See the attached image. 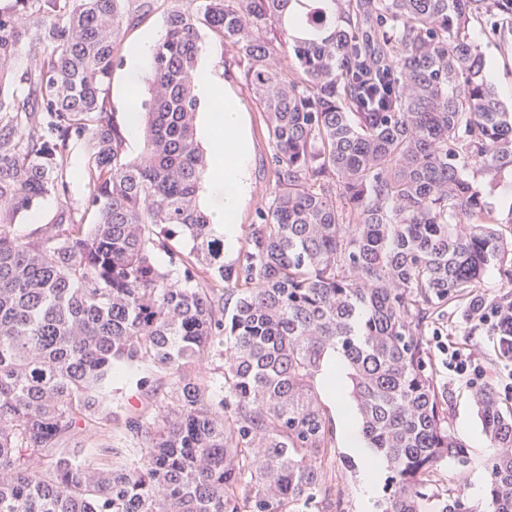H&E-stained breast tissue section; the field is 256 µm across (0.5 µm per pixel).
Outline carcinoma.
Returning a JSON list of instances; mask_svg holds the SVG:
<instances>
[{"label":"carcinoma","instance_id":"carcinoma-1","mask_svg":"<svg viewBox=\"0 0 512 512\" xmlns=\"http://www.w3.org/2000/svg\"><path fill=\"white\" fill-rule=\"evenodd\" d=\"M157 2L0 4V512H343L314 385L336 354L387 463L378 512H468L431 480L465 453L427 326L491 267L512 288V204L503 220L488 202L512 169V107L470 32L511 52L512 0H174L130 159L101 90ZM206 30L236 46L272 145L274 190L232 265L200 204ZM76 136L82 211L15 235L68 198ZM142 364L174 383L152 421H124L137 459L78 462L68 444L118 421L112 383ZM474 403L490 512H512V415L488 388ZM88 153L87 138L85 136L75 138L68 155V165L72 173L69 206L76 207L88 194V188L81 178ZM63 205L65 203L52 198L44 201L36 210L17 217L14 232L19 236H27L37 227L54 224Z\"/></svg>","mask_w":512,"mask_h":512}]
</instances>
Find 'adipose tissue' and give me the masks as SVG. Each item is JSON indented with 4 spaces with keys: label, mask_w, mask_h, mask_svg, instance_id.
Returning <instances> with one entry per match:
<instances>
[{
    "label": "adipose tissue",
    "mask_w": 512,
    "mask_h": 512,
    "mask_svg": "<svg viewBox=\"0 0 512 512\" xmlns=\"http://www.w3.org/2000/svg\"><path fill=\"white\" fill-rule=\"evenodd\" d=\"M222 70L213 60L200 66L198 92L208 110L204 117L205 133L213 156L223 157L222 165L213 167L212 185L221 198L213 212V221L224 234L225 248H234L240 235L238 215L250 192V144L242 123L238 103L232 98L221 76ZM345 442L362 461L359 479L361 504L373 501L380 485L384 465L373 460L363 448L357 428L347 410L338 413Z\"/></svg>",
    "instance_id": "1"
}]
</instances>
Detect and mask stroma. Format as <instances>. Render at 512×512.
<instances>
[{
  "label": "stroma",
  "instance_id": "1",
  "mask_svg": "<svg viewBox=\"0 0 512 512\" xmlns=\"http://www.w3.org/2000/svg\"><path fill=\"white\" fill-rule=\"evenodd\" d=\"M171 6V0H159L158 7L153 13L126 32L115 53L112 78L105 86L103 96L119 124L127 122L129 97L134 96L141 100L147 97L146 83L134 84L128 77L129 52L147 33L162 31L165 16ZM472 33L483 54L489 81L493 84L499 99L511 105L512 55L504 53L481 28H473ZM206 42L208 52L216 54L218 64L223 70L222 77L226 87L243 113L251 143L250 196L239 213V222L245 227L252 223L258 208L268 202L272 188L273 177L269 163L271 145L266 134L265 116L244 80L236 47L231 42L221 41L212 35L207 36ZM431 359L437 384L444 392L448 408V429L462 442L467 455L464 464L448 461L438 468L434 475L436 485L449 496L463 498L468 512H488L487 491L483 488L475 489L474 479L476 476L485 475L486 460L492 450L472 403L473 388L465 382L449 378L439 352H432ZM140 375L150 380L147 390L140 391L136 388V378ZM137 376L115 380L112 409L117 416L150 411L172 387L171 379L145 365L139 368ZM78 440L86 449L82 457L83 463L99 467L111 464L116 452H128L133 446L132 441L113 424L102 426L91 437L79 435ZM331 456L336 464V490L344 500L345 512H361L357 497L359 470L350 464L352 456L344 446L341 432L333 434Z\"/></svg>",
  "mask_w": 512,
  "mask_h": 512
}]
</instances>
